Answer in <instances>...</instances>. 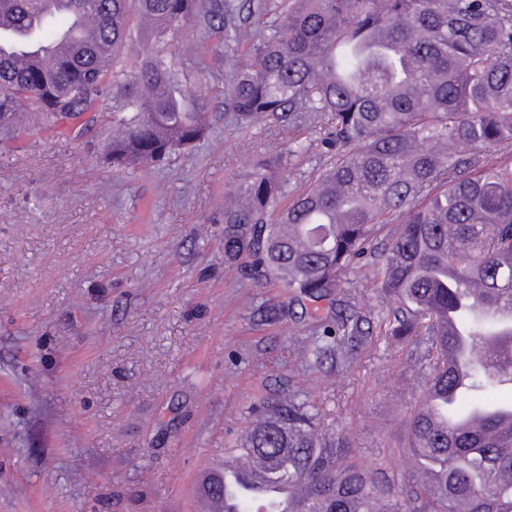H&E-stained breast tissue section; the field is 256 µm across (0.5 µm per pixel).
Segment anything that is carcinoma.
<instances>
[{"label":"carcinoma","mask_w":512,"mask_h":512,"mask_svg":"<svg viewBox=\"0 0 512 512\" xmlns=\"http://www.w3.org/2000/svg\"><path fill=\"white\" fill-rule=\"evenodd\" d=\"M0 0L40 45L89 14L93 48L43 67L0 56V148L68 135L112 114V166L148 169L204 139L208 103L190 77L203 60L168 48L189 33L224 48V112L243 129L334 113L323 163L288 206L302 145L261 163L224 196V260L321 333L297 347L340 371L368 343L343 277L364 260L385 299L383 335L422 339L429 377L406 426L415 484L392 487L332 432L298 389L252 409L231 451L299 486L297 512H512V0ZM251 40L247 58L237 46ZM395 224L383 246L374 230ZM199 494L219 499L209 478Z\"/></svg>","instance_id":"cac0c4a2"}]
</instances>
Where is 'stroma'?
<instances>
[{
	"instance_id": "obj_1",
	"label": "stroma",
	"mask_w": 512,
	"mask_h": 512,
	"mask_svg": "<svg viewBox=\"0 0 512 512\" xmlns=\"http://www.w3.org/2000/svg\"><path fill=\"white\" fill-rule=\"evenodd\" d=\"M201 87L210 130L149 172L106 159L112 117L0 153V512H199L252 402L288 385L349 433L367 463L405 469V420L425 370L381 334L374 270L351 273L372 341L356 364L308 371L304 320L258 322L285 291L224 265V192L286 148L279 122L224 115V73Z\"/></svg>"
}]
</instances>
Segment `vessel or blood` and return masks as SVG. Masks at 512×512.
Listing matches in <instances>:
<instances>
[{
    "label": "vessel or blood",
    "mask_w": 512,
    "mask_h": 512,
    "mask_svg": "<svg viewBox=\"0 0 512 512\" xmlns=\"http://www.w3.org/2000/svg\"><path fill=\"white\" fill-rule=\"evenodd\" d=\"M93 38L94 30L89 18L77 16L74 17L72 25L62 33L55 49L77 54ZM224 481L229 500L257 499L274 507L276 512H287L297 497L294 488L270 483L261 468L230 455L224 458Z\"/></svg>",
    "instance_id": "b4317fda"
}]
</instances>
